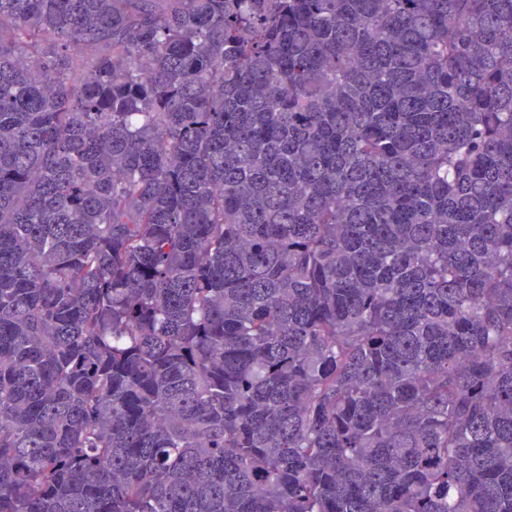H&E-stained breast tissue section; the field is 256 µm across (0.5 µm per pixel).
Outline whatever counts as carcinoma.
Segmentation results:
<instances>
[{"instance_id": "carcinoma-1", "label": "carcinoma", "mask_w": 512, "mask_h": 512, "mask_svg": "<svg viewBox=\"0 0 512 512\" xmlns=\"http://www.w3.org/2000/svg\"><path fill=\"white\" fill-rule=\"evenodd\" d=\"M0 512H512V0H0Z\"/></svg>"}]
</instances>
